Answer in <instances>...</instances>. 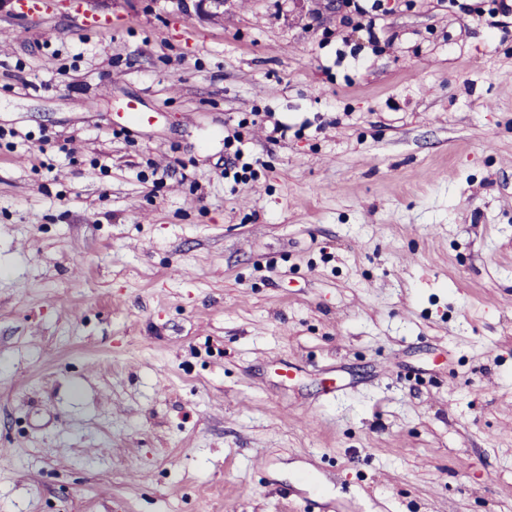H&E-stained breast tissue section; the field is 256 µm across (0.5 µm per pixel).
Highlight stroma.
I'll return each mask as SVG.
<instances>
[{"label":"stroma","instance_id":"stroma-1","mask_svg":"<svg viewBox=\"0 0 512 512\" xmlns=\"http://www.w3.org/2000/svg\"><path fill=\"white\" fill-rule=\"evenodd\" d=\"M47 2L0 11V512H512V33Z\"/></svg>","mask_w":512,"mask_h":512}]
</instances>
